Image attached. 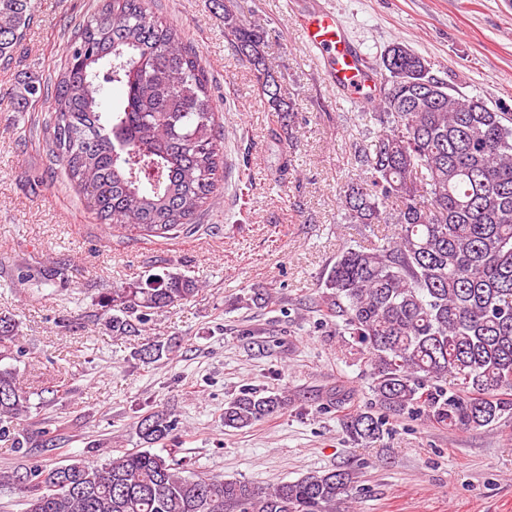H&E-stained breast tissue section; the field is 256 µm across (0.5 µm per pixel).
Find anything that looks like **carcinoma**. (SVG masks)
I'll list each match as a JSON object with an SVG mask.
<instances>
[{
	"instance_id": "cac0c4a2",
	"label": "carcinoma",
	"mask_w": 512,
	"mask_h": 512,
	"mask_svg": "<svg viewBox=\"0 0 512 512\" xmlns=\"http://www.w3.org/2000/svg\"><path fill=\"white\" fill-rule=\"evenodd\" d=\"M155 0H103L72 32L51 96L50 151L101 223L143 238H171L207 210L221 188V125L197 50L153 10ZM34 20L33 0H0V60L12 59ZM224 39L248 65L274 117L272 135L296 147L294 108L264 51L260 30L224 6ZM373 108L380 128L355 146L367 176L346 184L349 224H389L392 234L337 254L319 308L337 333L367 353L380 413H356L346 430L378 441L389 416L423 414L454 430L500 421L512 410V113L480 96L453 95L425 58L401 42L377 60ZM124 87L106 111V85ZM45 96L23 80L20 107ZM203 286L181 271L151 274L99 300L114 311L112 333L139 331L158 313L196 298ZM267 288L245 301L277 303ZM173 353L154 340L147 363ZM23 354L18 325L0 316V439L28 453L11 425L30 395L12 361ZM288 406L286 392L245 389L224 403V426L243 429ZM177 420L145 416L140 438L166 440ZM353 474L334 469L266 487L203 475L151 449L121 451L98 466L34 462L0 473L25 512H349Z\"/></svg>"
}]
</instances>
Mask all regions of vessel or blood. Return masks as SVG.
Here are the masks:
<instances>
[{"label":"vessel or blood","instance_id":"vessel-or-blood-1","mask_svg":"<svg viewBox=\"0 0 512 512\" xmlns=\"http://www.w3.org/2000/svg\"><path fill=\"white\" fill-rule=\"evenodd\" d=\"M300 31L305 44L327 59L333 85L362 103H370L375 69L352 46L335 12L323 6L310 11L302 19Z\"/></svg>","mask_w":512,"mask_h":512}]
</instances>
